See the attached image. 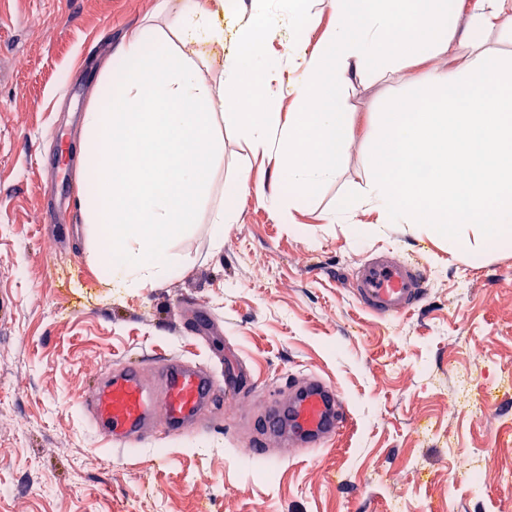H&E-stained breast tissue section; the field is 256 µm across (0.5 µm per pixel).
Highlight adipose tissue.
Listing matches in <instances>:
<instances>
[{"label": "adipose tissue", "instance_id": "obj_1", "mask_svg": "<svg viewBox=\"0 0 512 512\" xmlns=\"http://www.w3.org/2000/svg\"><path fill=\"white\" fill-rule=\"evenodd\" d=\"M308 0H288V42L318 36L288 95L267 90L254 109L235 113L241 133L273 161L274 180L289 200L334 180L348 131L342 91L369 68L419 50L425 102L399 101L385 118L373 174L348 210L376 213L382 224H430L456 240L461 225L480 224L490 243L512 241V167L464 176L476 155H512V57H496L493 35L512 34V0H368L365 22L353 21L358 0H327L335 26L316 34ZM168 31L146 27L119 47L99 85L106 107L82 116L77 203L85 223L106 224L112 251H98L103 278L122 288H148L180 269L168 252L172 236L193 223L208 196L219 145L211 116L225 92H239L240 61L255 31H268L265 0H159ZM249 14L238 50L215 86L190 58L200 41L220 44L216 14ZM448 54L440 63V54ZM289 119H282V112ZM250 188L240 174L210 213L214 248Z\"/></svg>", "mask_w": 512, "mask_h": 512}]
</instances>
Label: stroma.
I'll list each match as a JSON object with an SVG mask.
<instances>
[{"label":"stroma","instance_id":"obj_1","mask_svg":"<svg viewBox=\"0 0 512 512\" xmlns=\"http://www.w3.org/2000/svg\"><path fill=\"white\" fill-rule=\"evenodd\" d=\"M154 5L0 0V512H512L500 478L512 470V249L489 248L478 224L452 246L423 225L340 210L365 187L386 112L422 95L412 56L345 89L339 174L284 217L265 197L272 162L233 118L254 97L225 100L212 193L169 244L180 273L135 290L99 276L77 205L81 116L125 37L167 29ZM243 172L253 190L214 250L210 211ZM48 206L64 237L41 224ZM380 252L425 270L421 300L399 317L373 316L350 287ZM145 355L216 370L237 360L251 386L222 426L126 451L78 398L106 364ZM308 378L344 398L335 436L307 450L268 438L267 458L240 459L268 401ZM476 448L489 454L475 493L454 468Z\"/></svg>","mask_w":512,"mask_h":512}]
</instances>
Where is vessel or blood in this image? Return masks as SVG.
Masks as SVG:
<instances>
[{"instance_id":"vessel-or-blood-1","label":"vessel or blood","mask_w":512,"mask_h":512,"mask_svg":"<svg viewBox=\"0 0 512 512\" xmlns=\"http://www.w3.org/2000/svg\"><path fill=\"white\" fill-rule=\"evenodd\" d=\"M423 280L419 265L380 254L358 272L354 288L365 310L391 318L418 303ZM149 364L159 376V389H151L142 369L129 364L99 378L85 397L96 430L117 446L138 445L157 427L170 435L197 429L202 416H220L225 396L239 392L246 381L241 369L216 374L173 356L153 357ZM341 404L332 385L316 380L301 387L287 408H272L265 427L276 435L289 428L294 447L318 448L339 428L336 412Z\"/></svg>"}]
</instances>
